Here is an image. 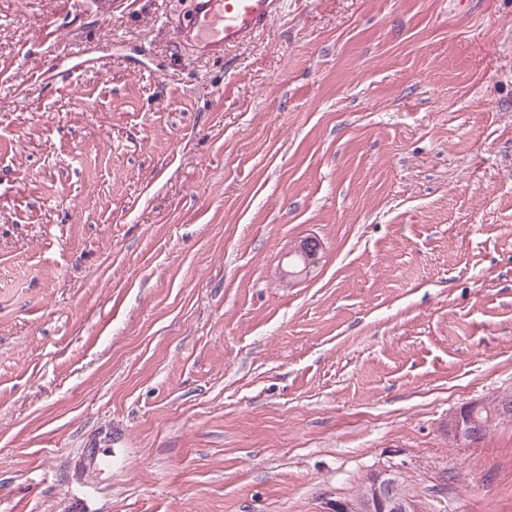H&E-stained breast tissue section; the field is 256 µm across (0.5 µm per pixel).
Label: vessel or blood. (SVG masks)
Wrapping results in <instances>:
<instances>
[{
	"label": "vessel or blood",
	"instance_id": "b4317fda",
	"mask_svg": "<svg viewBox=\"0 0 512 512\" xmlns=\"http://www.w3.org/2000/svg\"><path fill=\"white\" fill-rule=\"evenodd\" d=\"M284 0H192L179 38L202 57L223 56L226 47L249 41L277 17Z\"/></svg>",
	"mask_w": 512,
	"mask_h": 512
}]
</instances>
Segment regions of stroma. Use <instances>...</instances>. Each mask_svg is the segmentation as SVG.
I'll list each match as a JSON object with an SVG mask.
<instances>
[{
  "label": "stroma",
  "instance_id": "35a3bbf8",
  "mask_svg": "<svg viewBox=\"0 0 512 512\" xmlns=\"http://www.w3.org/2000/svg\"><path fill=\"white\" fill-rule=\"evenodd\" d=\"M188 6L0 0V512H512V0ZM284 0H192L179 38L200 57H223L228 46L249 41L277 17ZM321 249V243L320 241L315 237H307L300 241L298 246L294 248L293 251H290L286 254L284 258L290 257L292 254L297 253L298 255H301L307 263L306 268H299V267H288V262L286 263V266L283 267V262L278 266V276L280 281L285 284L286 286H290L295 283L296 280L299 278L306 276L308 272L310 271V256H313L315 252L320 251ZM316 255V254H315ZM503 398L499 400V398H495L493 401L488 403L487 405H481L479 410L477 411V418L481 423V427L476 434V441H481L485 438L488 431L492 427H497L500 424L504 423V419L508 422L511 420V413L508 409V404H506V412L503 415V418L500 414V410L502 407ZM474 424L467 415V410L454 413L448 417V439L454 444H470L474 436ZM373 498L356 507V512H427L424 503L405 492L399 476L391 470L376 473L371 478ZM376 507V508H375ZM380 510V511H377Z\"/></svg>",
  "mask_w": 512,
  "mask_h": 512
}]
</instances>
